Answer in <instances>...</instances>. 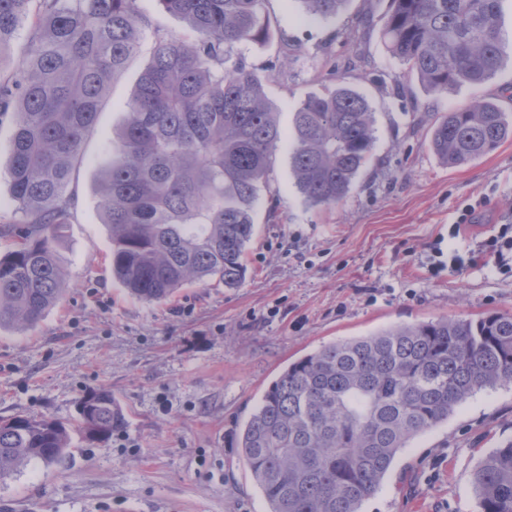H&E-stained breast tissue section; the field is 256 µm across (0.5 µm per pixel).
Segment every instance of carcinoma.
<instances>
[{
  "label": "carcinoma",
  "mask_w": 512,
  "mask_h": 512,
  "mask_svg": "<svg viewBox=\"0 0 512 512\" xmlns=\"http://www.w3.org/2000/svg\"><path fill=\"white\" fill-rule=\"evenodd\" d=\"M141 0H0V60L23 28L14 72L0 75V112L15 131L3 162L22 226L0 256V330L33 327L68 292L57 256L75 165L113 76L136 53ZM187 35H156L126 103L118 149L97 191L111 232L112 277L162 301L190 282L235 288L255 232L260 192L283 140L263 69L239 56L268 35L267 0H156ZM349 0H292L307 17H336ZM501 0H389L390 55L430 95L479 86L509 48ZM302 99L288 137L295 184L311 206H335L373 158L372 107L337 82ZM512 138V113L477 98L435 120L431 146L460 167ZM512 382V314L441 318L341 339L288 364L238 434L267 512H360L397 454L482 390ZM78 417L0 420V480L32 463L62 464L71 434L106 439L124 425L112 391L78 400ZM482 512H512V441L472 475Z\"/></svg>",
  "instance_id": "1"
}]
</instances>
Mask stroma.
Listing matches in <instances>:
<instances>
[{"instance_id": "35a3bbf8", "label": "stroma", "mask_w": 512, "mask_h": 512, "mask_svg": "<svg viewBox=\"0 0 512 512\" xmlns=\"http://www.w3.org/2000/svg\"><path fill=\"white\" fill-rule=\"evenodd\" d=\"M388 0H350L335 18L311 21L289 0H267L270 34L242 50L270 73L267 98L283 131L320 74L368 98L374 159L333 207L309 206L289 167L273 157L270 187L238 287L192 283L148 302L112 279L111 242L96 189L125 119L155 32L181 38L184 22L142 0L140 49L112 80V94L84 141L57 254L70 288L34 327L0 332V419L18 414L74 420L83 393L107 387L125 423L111 438H72L65 467L33 463L0 481V512H267L236 446V430L289 362L340 339L443 317L512 313V262L481 256L461 269L448 252L499 238L512 222V140L476 163L451 168L428 131L475 97L512 107V56L480 86L428 95L388 53ZM372 26L360 46L345 38L358 17ZM474 223L449 229L468 206ZM512 441V383L477 393L447 422L411 440L361 512H481L471 475Z\"/></svg>"}]
</instances>
